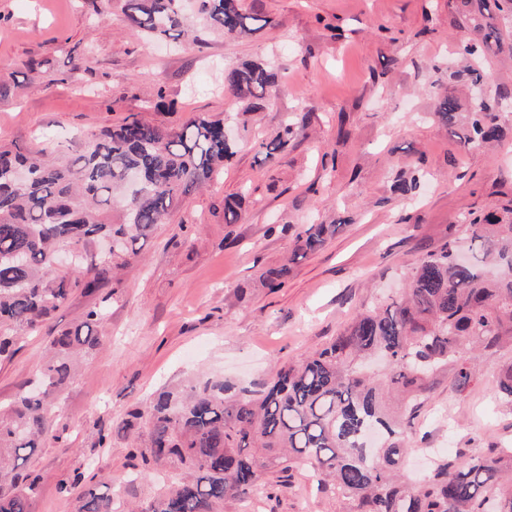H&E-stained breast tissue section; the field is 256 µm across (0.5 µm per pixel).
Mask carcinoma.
Returning a JSON list of instances; mask_svg holds the SVG:
<instances>
[{
	"label": "carcinoma",
	"mask_w": 512,
	"mask_h": 512,
	"mask_svg": "<svg viewBox=\"0 0 512 512\" xmlns=\"http://www.w3.org/2000/svg\"><path fill=\"white\" fill-rule=\"evenodd\" d=\"M183 0H125L129 30L150 39L188 33ZM204 22L228 36L248 35L270 19L247 13L241 0H196ZM471 22L457 54L470 61L463 73L468 89L487 86L492 73L481 63L504 37L498 14H512V0H461ZM267 63L224 68V92L263 107L277 82ZM512 88L498 84L459 111L455 88L439 96L434 116L460 127V145L484 148L505 135L503 104ZM293 127L268 144L265 158L284 152ZM237 153L224 140V119L195 116L178 131L131 117L100 131L67 163H49L0 149V358L14 354L20 335L40 329L73 290H97L114 263L138 257L134 245L163 223L181 195L219 177ZM143 180L139 194L127 193L128 174ZM397 191L421 188L413 169ZM121 207L124 222L104 224L96 212ZM240 199L224 198V223L235 224ZM475 246L466 262L456 259L450 240L421 258L405 279L402 295L359 312L329 344L283 366L258 391L215 377H197L183 388L160 393L148 409L141 438L143 464L170 462L181 470L176 485L141 512H220L228 498L248 499L266 491L267 464L286 473L309 464L320 486L350 499L353 512H512V448L443 455L413 486L405 456L414 442L411 421L424 407L433 379L447 369L464 390L477 378L474 353L492 357L512 348V204L485 215H464ZM338 224H308L297 234L292 259L321 249ZM78 251L74 267L62 270L57 255ZM290 267L267 270L262 283L281 286ZM105 309H89L82 321L51 342L38 380L0 408V512H28L37 479L22 466L52 432L48 402L75 378V357L99 344L92 327ZM495 397L512 408V363L492 382ZM119 494L80 496L75 512H116Z\"/></svg>",
	"instance_id": "cac0c4a2"
}]
</instances>
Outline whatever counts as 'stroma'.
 Listing matches in <instances>:
<instances>
[{"mask_svg":"<svg viewBox=\"0 0 512 512\" xmlns=\"http://www.w3.org/2000/svg\"><path fill=\"white\" fill-rule=\"evenodd\" d=\"M123 0H0V147L33 155L51 148L73 158L77 144L135 116L177 130L191 117H224L248 147L213 186L183 197L166 223L139 241L140 257L95 293L75 291L41 331L0 361V402L38 378L52 336L93 307L97 328L75 380L51 408L56 434L26 471L38 476L30 512H73L75 495L122 486L128 504L147 506L172 469L142 475L134 457L146 429L141 413L156 392L193 376L241 387L322 347L356 313L397 298L405 273L456 236L471 242L461 215L512 200V136L497 147L460 150L433 117L448 74L465 68L460 0H243L270 25L225 38L197 19L199 43L158 51L132 35ZM275 66L279 86L262 111L240 115L223 89L227 62ZM39 62L36 73L25 65ZM310 123H303V116ZM288 150L265 159L256 145L285 124ZM425 172L411 200L393 190L399 173ZM241 197L240 220L224 222L226 196ZM339 224L316 253L291 261L295 235L312 223ZM290 263L282 287L261 275ZM512 361L504 350L477 359L479 380L452 390L434 380L416 422L414 458L431 449L491 448L512 442V411L491 382ZM130 421L126 430L117 425ZM79 477L74 496L60 480ZM258 512H350L349 499L317 490L305 471L266 470Z\"/></svg>","mask_w":512,"mask_h":512,"instance_id":"stroma-1","label":"stroma"}]
</instances>
